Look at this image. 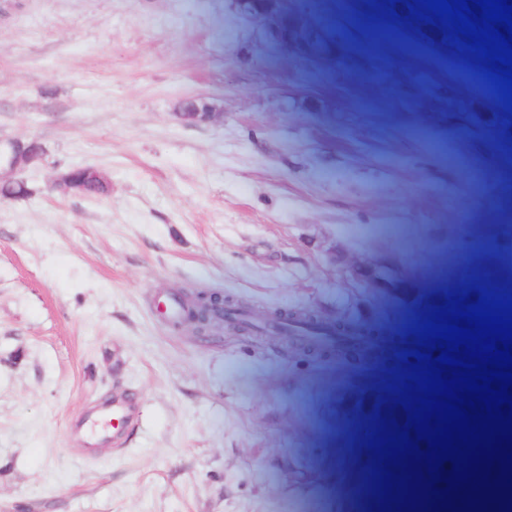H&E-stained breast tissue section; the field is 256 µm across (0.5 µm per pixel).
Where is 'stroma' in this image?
<instances>
[{"mask_svg": "<svg viewBox=\"0 0 512 512\" xmlns=\"http://www.w3.org/2000/svg\"><path fill=\"white\" fill-rule=\"evenodd\" d=\"M396 40L353 0L332 25L304 0H6L0 139L45 150L23 197L0 195V512H336L372 468L371 429L342 404L390 388L412 320L441 291L415 277L478 159L512 184V114L441 27L404 0ZM344 71L382 72L391 133L336 101ZM199 96L216 125L175 116ZM109 181L62 195L67 169ZM502 255L512 211L487 209L462 249ZM221 290L254 320L316 308L296 354L224 327L174 326L158 302ZM135 396L120 445L79 427Z\"/></svg>", "mask_w": 512, "mask_h": 512, "instance_id": "stroma-1", "label": "stroma"}]
</instances>
